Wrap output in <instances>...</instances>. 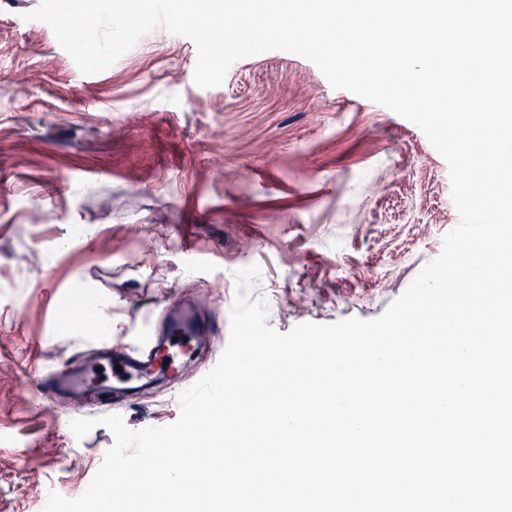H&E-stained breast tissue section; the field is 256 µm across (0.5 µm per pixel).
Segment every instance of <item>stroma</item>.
I'll return each mask as SVG.
<instances>
[{"label": "stroma", "instance_id": "stroma-1", "mask_svg": "<svg viewBox=\"0 0 512 512\" xmlns=\"http://www.w3.org/2000/svg\"><path fill=\"white\" fill-rule=\"evenodd\" d=\"M41 0H0V512L78 497L112 445L45 401L44 371L136 335L156 305L193 295L214 330L194 380L229 338L235 271L269 326L381 316L441 252L458 213L448 167L423 131L332 88L311 61L272 50L198 87L195 44L157 27L106 70L82 73ZM104 335L71 321L76 298ZM147 382L117 407L134 431L179 416Z\"/></svg>", "mask_w": 512, "mask_h": 512}]
</instances>
